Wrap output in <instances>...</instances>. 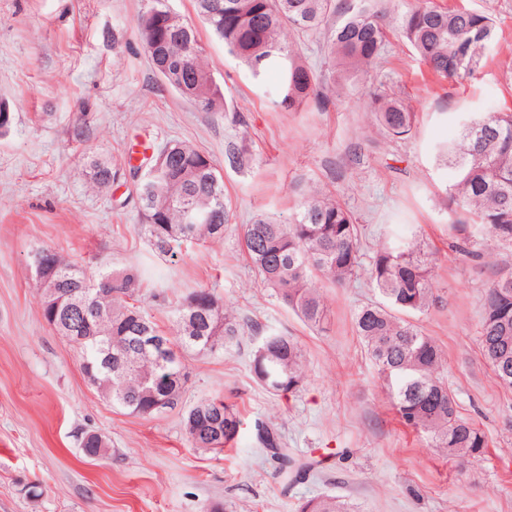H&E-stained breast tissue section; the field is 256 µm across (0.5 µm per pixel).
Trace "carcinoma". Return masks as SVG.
I'll return each mask as SVG.
<instances>
[{
    "instance_id": "carcinoma-1",
    "label": "carcinoma",
    "mask_w": 512,
    "mask_h": 512,
    "mask_svg": "<svg viewBox=\"0 0 512 512\" xmlns=\"http://www.w3.org/2000/svg\"><path fill=\"white\" fill-rule=\"evenodd\" d=\"M209 30L224 42L256 77L270 69L279 73L277 105L298 112L319 95L320 76L307 67L294 36L331 27L327 54L339 66L336 93L341 95L356 78L376 66L387 51L390 29L398 31L431 73L457 82L474 76L485 58L486 44L495 36L493 19L468 9L442 7L435 0H418L391 17L392 0H356L342 7L336 0H194ZM167 0H150L135 28L156 73L174 91L205 112L224 110V93L209 68L196 30L169 23ZM371 115L388 137L403 138L417 127V113L400 98L382 91L371 93ZM163 149L174 164L154 189L141 195L139 205L152 245L160 252L173 242L197 244L224 237L230 216L224 203V183L212 157L178 140ZM438 161L454 172L448 189L452 229L460 235L477 230L512 247V112H484L462 127L457 140L437 149ZM91 181L112 183L110 162H88ZM209 206L207 224H186L189 212ZM242 248L262 284L308 325L324 320V304L315 280L334 285L349 281L361 264L359 225L342 203L309 189L286 224L257 217L244 225ZM44 275L63 289L94 284L88 289L98 308V325L76 330L59 323V315L41 307L44 320L78 351L82 372L106 383L112 405L130 415L150 418L153 393L144 387L157 381L156 394L180 401L186 391L187 357L214 354L239 335L241 324L233 311L211 290L200 288L173 311L169 331L137 305L141 273L111 271L91 278L76 264L45 258ZM371 278L381 301L358 309L357 335L365 343L378 374L403 422L427 434L431 447L460 463L481 459L487 442L483 432L461 417L442 371L445 354L435 340L408 320L436 303L432 266L424 244L416 239L394 242L377 252ZM172 348L161 352L148 345L143 332ZM481 352L499 384L512 389V267H501L488 288L480 322ZM255 380L274 393H293L304 378V354L293 336L271 334L253 354ZM192 444L203 450H222L243 425L239 412L224 400L205 398L183 416ZM259 442L288 475L305 468L278 434L255 425ZM84 455L105 457L106 438L86 432L80 438ZM300 512H348L334 496L304 502Z\"/></svg>"
}]
</instances>
